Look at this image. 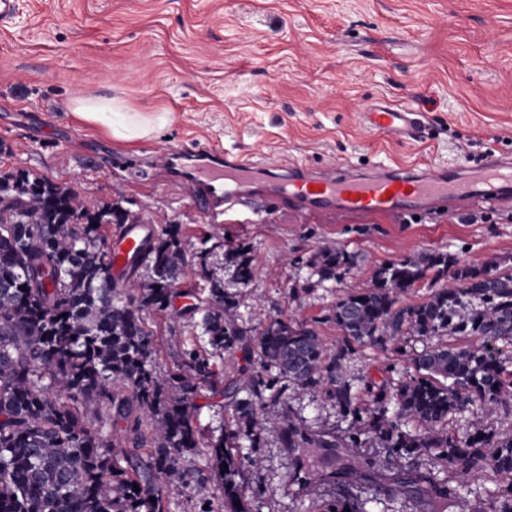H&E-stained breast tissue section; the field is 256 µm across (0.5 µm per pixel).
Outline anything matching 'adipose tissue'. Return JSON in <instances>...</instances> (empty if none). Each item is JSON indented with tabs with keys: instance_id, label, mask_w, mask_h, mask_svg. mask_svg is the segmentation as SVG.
Segmentation results:
<instances>
[{
	"instance_id": "adipose-tissue-1",
	"label": "adipose tissue",
	"mask_w": 512,
	"mask_h": 512,
	"mask_svg": "<svg viewBox=\"0 0 512 512\" xmlns=\"http://www.w3.org/2000/svg\"><path fill=\"white\" fill-rule=\"evenodd\" d=\"M74 112L84 121L100 125L114 138L133 142L150 137L171 121L168 112H132L115 98L79 96L73 99Z\"/></svg>"
}]
</instances>
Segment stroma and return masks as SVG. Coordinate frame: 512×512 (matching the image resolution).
Wrapping results in <instances>:
<instances>
[{"instance_id":"1","label":"stroma","mask_w":512,"mask_h":512,"mask_svg":"<svg viewBox=\"0 0 512 512\" xmlns=\"http://www.w3.org/2000/svg\"><path fill=\"white\" fill-rule=\"evenodd\" d=\"M82 95L117 96L172 121L122 142L72 112ZM382 102L423 113L424 137L401 144L362 128L360 113ZM190 137L322 171L512 154V0H21L0 28V173L70 185L89 208L117 203L158 230L179 225L188 248L183 287L221 278L248 325L312 321L335 348L341 334L324 316L343 289L435 251L469 265L512 256V208L396 222L257 200L212 220L157 167L159 151ZM336 244L354 254L353 267L303 291L304 260ZM240 246L253 268L245 287L224 260ZM146 319L160 342L155 366L168 371L195 328L162 312ZM404 371L392 350L368 346L349 368L377 379ZM195 405L196 426L219 437L222 395L202 387ZM256 453L261 465L247 475L253 512H305L282 481L290 460L279 440L265 436Z\"/></svg>"}]
</instances>
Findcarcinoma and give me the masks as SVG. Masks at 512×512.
<instances>
[{
	"mask_svg": "<svg viewBox=\"0 0 512 512\" xmlns=\"http://www.w3.org/2000/svg\"><path fill=\"white\" fill-rule=\"evenodd\" d=\"M131 221L117 204L88 210L69 185L0 174V512H169L198 474L190 456L202 451L224 497L216 508L199 502L197 512H252L246 473L259 465L253 448L264 433L292 457L288 490L374 488L361 503L339 497L313 512H404L408 503L447 512L469 500L468 480L488 469L497 483L471 512H512V431L485 418L512 412L511 259L461 265L434 252L384 265L325 315L342 334L329 350L312 323L246 325L238 295L221 281L205 299L175 288L187 263L178 224L150 235L114 274L104 227L117 236ZM233 260L237 283L248 285L244 248ZM353 264L346 249L324 248L306 263L304 291L340 280ZM430 272L441 286L402 304ZM180 297L196 302L178 306ZM151 311L172 321L201 314L206 349L188 348L174 369L157 371ZM408 338L422 348L406 350ZM365 345L393 347L408 363L402 380L354 383L348 364ZM238 350L244 364L226 380L212 358ZM203 383L224 385L229 412L228 429L204 450L194 425ZM290 389L336 407L347 429L310 427L287 410ZM466 413L465 431L449 433L448 422ZM118 422L123 447L107 433ZM368 443L384 459L364 456ZM421 459L426 473L415 469Z\"/></svg>",
	"mask_w": 512,
	"mask_h": 512,
	"instance_id": "1",
	"label": "carcinoma"
}]
</instances>
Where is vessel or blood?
<instances>
[{"mask_svg": "<svg viewBox=\"0 0 512 512\" xmlns=\"http://www.w3.org/2000/svg\"><path fill=\"white\" fill-rule=\"evenodd\" d=\"M360 123L372 134L400 142L417 141L425 130L422 113L391 104L374 105L361 113ZM159 169L212 218L258 199L271 208L285 205L301 212L380 214L396 219L441 208L464 212L487 203L512 207V156L503 153H488L475 166L378 165L323 172L242 159L221 146L192 139L164 150ZM151 230V224L141 219L114 239L113 266L125 267Z\"/></svg>", "mask_w": 512, "mask_h": 512, "instance_id": "b4317fda", "label": "vessel or blood"}]
</instances>
